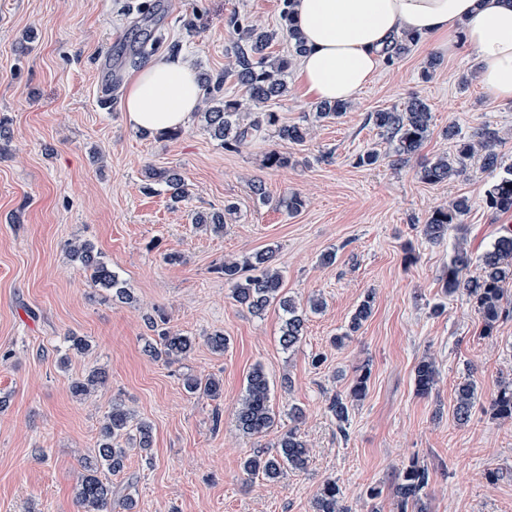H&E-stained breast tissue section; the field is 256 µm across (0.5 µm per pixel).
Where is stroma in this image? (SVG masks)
Listing matches in <instances>:
<instances>
[{
    "instance_id": "obj_1",
    "label": "stroma",
    "mask_w": 512,
    "mask_h": 512,
    "mask_svg": "<svg viewBox=\"0 0 512 512\" xmlns=\"http://www.w3.org/2000/svg\"><path fill=\"white\" fill-rule=\"evenodd\" d=\"M285 9L286 0H0V126L8 132L0 139V512H82L83 462L94 456L100 422L115 403L151 424L153 443L148 455L130 451L124 472L103 473L112 512H124L128 497L133 512H313L328 477L350 512H397L393 486L413 461L431 475L425 512H512V421L489 409L512 382V316L483 335L468 296L443 289L455 248L467 249L475 276L481 256L512 229V211L485 206L499 174L474 161L461 177L425 183L418 161L392 166L391 144L367 120L416 94L432 113L421 159L454 153L448 127L468 137L490 126L512 165V102L481 86L473 55L420 40L383 64L347 112L314 124L299 144L270 133L229 152L197 117L172 138L127 123L126 87L154 60L139 52L150 30L165 35L160 54L174 50L196 70L217 72L229 62L233 16L277 31L271 51L287 54L279 33ZM189 18L192 34L183 27ZM433 57L439 64L423 77ZM286 81L287 95L268 108L284 122H302L315 101L296 68ZM272 150L289 155L288 167L267 166ZM369 150L379 162L358 165ZM151 169L178 171L186 201L173 204L161 188L144 192ZM257 180L272 201L297 194L304 207L291 215L258 204ZM460 196L469 212L443 241H429L423 226L431 211ZM227 206L235 213L223 233L192 222L195 212ZM74 241L94 246L132 302L91 283L68 254ZM267 248L305 314L304 335L287 351L279 342L282 310L251 313L219 271L225 258ZM328 252L336 255L330 265L322 262ZM368 295L371 317L348 333ZM314 296L325 302L316 313L308 305ZM157 312L192 338L187 357L145 352L157 337L147 317ZM216 332L228 340L221 353L206 342ZM74 334L89 340L88 352L70 351ZM340 334L347 340L339 348L332 339ZM427 357L438 377L421 396L414 370ZM257 365L270 379L276 423L249 439L233 411ZM93 368L107 371L106 384L75 398L72 382ZM365 369L367 393L338 430L328 400L347 394ZM187 374L220 378L222 397L187 393ZM469 379L477 401L462 425L453 415L455 390ZM294 407L304 413L297 423ZM293 426L310 449L307 469L275 481L247 477L244 460L274 451ZM371 488L377 498L368 497Z\"/></svg>"
}]
</instances>
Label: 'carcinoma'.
I'll return each mask as SVG.
<instances>
[{
  "label": "carcinoma",
  "instance_id": "obj_1",
  "mask_svg": "<svg viewBox=\"0 0 512 512\" xmlns=\"http://www.w3.org/2000/svg\"><path fill=\"white\" fill-rule=\"evenodd\" d=\"M283 30L292 43V56H273L268 52L275 34L244 24L231 17L228 26L234 33L233 67L219 73L200 75L204 108L202 110L205 127L211 137L221 142L224 148L237 151L253 140L272 130L276 136L292 143L306 139L308 127L300 123H283L276 112H256L249 121L240 117L239 103L224 98V83L232 79L240 86L250 101L265 105L287 93L285 74L291 64V57L304 51V44L293 28L291 12L283 13ZM419 38L411 36L397 40L386 52L387 59L398 58L417 43ZM346 110V104L320 102L315 105L316 118L335 119ZM431 109L427 102L412 96L401 109H382L369 114V122L394 144V163L405 165L418 156L431 135ZM445 135L456 140V153L439 156L421 163L420 179L428 184H438L452 177H459L467 170L468 161L479 157L482 168L488 171L503 170V174L487 191L485 204L496 212L512 211V165H503L498 152L499 132L485 126L471 137H461L453 127H448ZM155 181L162 183L174 202L187 197L185 183L174 172H151ZM469 210V200L458 197L445 208L435 210L427 219L424 234L428 240L438 243L448 233V225L458 223L460 217ZM194 223L204 224L211 231L224 230V212L199 213ZM72 257L78 260L89 272L91 281L103 288L112 290V296L123 302L132 299L131 293L123 286L119 275L100 259L92 244L78 241L69 245ZM471 265V257L464 249L457 250L450 262L444 279L447 293L464 292L475 306L483 324V334L489 336L498 323L507 315L503 306L504 284L512 280V232L499 236L483 254L480 272L469 276L466 271ZM224 280L231 285L233 299L246 306L255 314H262L269 306L276 304L283 311L285 319L280 329V345L289 350L295 347L304 334L305 319L293 298L284 293L283 276L280 267L274 264V251L266 249L242 259L224 262L220 266ZM373 300L367 295L351 316L348 329L333 338L340 345L350 334L356 332L372 314ZM148 352L156 357L167 359L187 355L193 349V340L177 331L164 330L159 334V346L147 344ZM369 370H363L354 380L349 396L336 394L328 401V409L339 424L349 419L350 399L365 396ZM438 370L431 359L421 360L415 367L414 383L418 394L429 395L437 382ZM107 380L106 372L95 368L83 378L71 384L74 397L89 396ZM184 389L190 394L201 393L212 399L223 394L220 379L211 377L201 380L187 375L183 378ZM477 399L476 384L467 380L460 384L456 394L454 415L465 424ZM491 414L497 419L512 420V382L500 388L490 404ZM276 414L270 403V383L264 368L257 365L246 377L244 393L235 409L238 429L248 437H262L274 426ZM153 441L152 426L136 419L134 411L120 404L104 415L99 430L97 452L85 463V474L76 488V498L82 512H112V487L104 482L98 473L113 474L126 467L127 446L135 445L148 452ZM309 448L297 431L290 429L278 442V452L271 455L258 451L245 459L243 471L249 476H260L269 481L279 478L284 471H304L308 467ZM429 472L415 463L405 469L394 488L398 512H409L420 500L423 489L428 485ZM314 512H347L341 503V491L336 481L325 479L319 485L314 502Z\"/></svg>",
  "mask_w": 512,
  "mask_h": 512
}]
</instances>
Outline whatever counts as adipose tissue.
I'll use <instances>...</instances> for the list:
<instances>
[{"label":"adipose tissue","mask_w":512,"mask_h":512,"mask_svg":"<svg viewBox=\"0 0 512 512\" xmlns=\"http://www.w3.org/2000/svg\"><path fill=\"white\" fill-rule=\"evenodd\" d=\"M292 17L308 48L298 71L316 99L355 102L375 82L393 40L416 34L470 51L480 84L512 101V0H293ZM201 95L188 58L156 60L126 90L127 121L156 134L187 126Z\"/></svg>","instance_id":"obj_1"}]
</instances>
